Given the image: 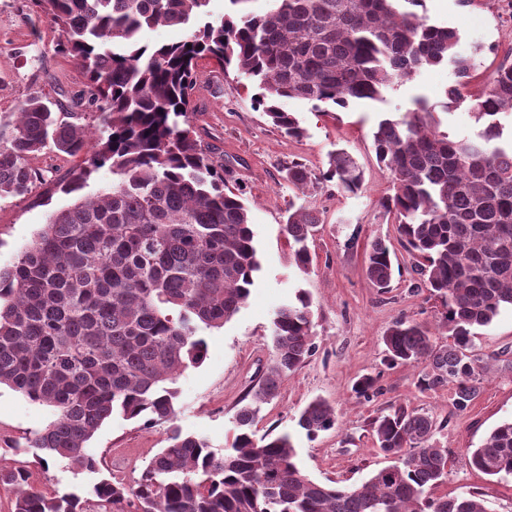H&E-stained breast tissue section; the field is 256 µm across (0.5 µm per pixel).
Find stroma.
I'll return each mask as SVG.
<instances>
[{
    "label": "stroma",
    "instance_id": "stroma-1",
    "mask_svg": "<svg viewBox=\"0 0 512 512\" xmlns=\"http://www.w3.org/2000/svg\"><path fill=\"white\" fill-rule=\"evenodd\" d=\"M425 12L430 22L458 29L463 51L474 54L469 91H481L497 65L512 57V13L498 0H470L466 5L461 0H425ZM56 39L49 20L36 14L30 0H0V113L14 111L20 100L38 90L60 101L66 111H76L82 79L70 58L55 53ZM199 69L203 77L193 95L191 121L198 139L214 148L216 160L234 170L231 187L242 193L249 208L261 270L240 311L223 328L207 332L205 361L178 376L177 425L206 437L213 451L223 454L233 438L236 411L270 363L274 313L303 292L312 302L315 350L282 382L278 396L263 405L257 436L290 433L298 462L311 478L352 485L388 464L371 441L370 420L395 405L425 409L448 421L435 436L449 456L448 477L438 494L474 491L490 512H512V479L486 476L467 459L468 449L480 446L492 429L512 419V372L497 361L503 352L512 357V308H502L473 338L476 353L493 366L480 396L464 412L454 410L449 389L420 387L419 365L390 367L384 362L383 337L396 320L423 323L440 342L448 335L440 326L439 302L412 270L395 220L380 205L391 191V179L376 160L371 133L380 113L406 112L415 95L441 103L453 80L451 70L423 69L414 81L389 92L381 105L354 101L344 109L320 112L308 101H283V110L293 113L305 130L302 138L294 139L255 108L257 87L251 81L213 72L205 60ZM338 148L349 151L363 169L361 192L346 195L334 183L323 182L303 197L288 184L284 172L289 163L302 162L318 174ZM77 163L65 154L39 155L31 164L43 170L44 184L26 197L0 202L1 269L12 265L52 212L74 202V195L61 191L59 183ZM299 199L320 217L308 242L312 266L306 273L294 266L283 232L288 208ZM377 240L395 252L400 266L385 293L373 288L364 272L365 254ZM366 374L376 384L363 397L353 386ZM317 398L332 405L336 424L311 440L298 428L297 418ZM55 418L52 408L0 387V466L26 467L30 486L46 493H83L104 477L134 483L167 445L166 425L147 426L116 416L88 443V453L103 462L101 470H81L54 458L38 464L16 453L17 444Z\"/></svg>",
    "mask_w": 512,
    "mask_h": 512
}]
</instances>
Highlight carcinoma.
<instances>
[{
  "label": "carcinoma",
  "mask_w": 512,
  "mask_h": 512,
  "mask_svg": "<svg viewBox=\"0 0 512 512\" xmlns=\"http://www.w3.org/2000/svg\"><path fill=\"white\" fill-rule=\"evenodd\" d=\"M59 31L55 51L84 80L78 102L90 112H58L35 91L0 113V201L25 196L43 179L30 159L54 149L83 162L62 191L83 190L110 164L112 186L53 212L35 239L0 269V386L57 417L15 450L68 460L89 471L100 460L87 443L108 419L149 424L176 418V376L206 358L204 333L220 329L246 303L260 270L249 209L226 190L233 170L195 139L190 123L199 61L234 71L259 89L257 105L290 137L304 129L281 103L303 99L344 109L353 100L386 101L388 91L428 67H450L457 80L443 108L462 104L483 122L473 138L438 129L426 99L372 132L377 160L394 193L382 201L394 216L412 268L440 301L450 342L423 324L397 320L384 343L392 365L421 364L419 385L447 387L457 412L479 396L491 370L472 351V329L512 307V140L501 114L512 113V62L497 67L486 90L472 93L473 59L454 27L429 22L425 0H227L206 21L209 0H33ZM182 26L186 38L150 48L140 31ZM288 184L301 192L336 182L356 194L364 173L345 150L313 174L294 162ZM317 213L288 210L284 231L295 266L309 269L308 239ZM365 275L390 287L389 247L375 241ZM310 299L303 293L272 320L271 363L235 415L237 434L222 456L196 434L171 430L169 445L134 484L104 478L81 496L50 495L29 485L23 468L0 469L13 488L11 512H87L90 499L109 512H488L475 492L435 495L448 476V449L434 415L402 405L374 417L370 434L397 461L357 485L310 478L288 433L256 439L262 406L278 394L313 348ZM336 423L324 400L311 401L298 426L314 438ZM481 473L512 476V420L469 451Z\"/></svg>",
  "instance_id": "obj_1"
}]
</instances>
